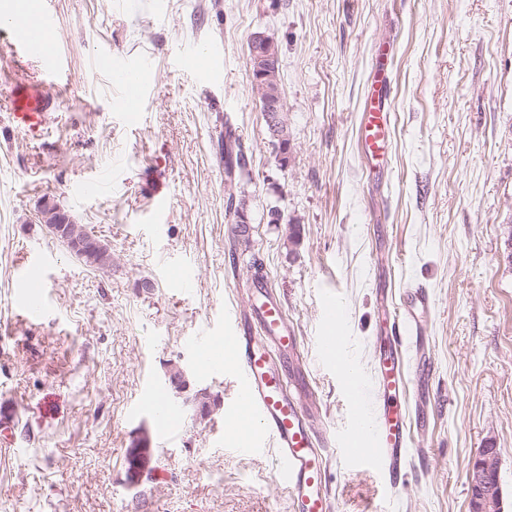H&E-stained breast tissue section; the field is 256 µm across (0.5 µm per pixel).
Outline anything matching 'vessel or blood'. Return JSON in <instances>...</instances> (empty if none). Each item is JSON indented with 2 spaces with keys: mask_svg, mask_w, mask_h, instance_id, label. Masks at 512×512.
I'll return each instance as SVG.
<instances>
[{
  "mask_svg": "<svg viewBox=\"0 0 512 512\" xmlns=\"http://www.w3.org/2000/svg\"><path fill=\"white\" fill-rule=\"evenodd\" d=\"M54 30L50 14L15 28L13 43L22 57L40 63L45 78L40 82L18 81L9 91L13 127L28 136L43 132L52 120L55 100L46 89L47 81L57 80L61 69L51 44ZM115 87L143 94L146 84L140 67L112 66ZM387 81L384 70H377L372 90L363 109L361 151L367 162L379 165L387 157L391 113L385 104ZM40 262H31L21 273L19 307L26 319L37 321L47 311V299L38 288ZM426 287H416L400 306L389 310L394 348L378 361V382L371 389H360L357 379L345 372L342 356L341 310L329 304L323 312L325 330L318 338L317 351L328 365L342 370L344 384L353 407L350 433L339 443L341 455L358 468L378 467L390 482L400 478L410 453V416L398 397L403 392V359L398 351L404 342L419 343L423 334V314L430 308ZM253 311L261 328L253 335L246 322L234 318L224 325L222 337L196 336L190 343L192 354L213 374H233L238 386L231 411L243 414L255 426L253 436L236 443L240 456L263 453L266 447L277 451L276 472L288 489L292 512H330L324 481L323 442L307 418L299 393L289 390L285 373L278 368V353L295 350L298 339L283 316L278 300L267 289H256ZM140 403L163 424L167 437H174L180 410L162 392H146Z\"/></svg>",
  "mask_w": 512,
  "mask_h": 512,
  "instance_id": "vessel-or-blood-1",
  "label": "vessel or blood"
}]
</instances>
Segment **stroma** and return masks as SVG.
<instances>
[{"label": "stroma", "mask_w": 512, "mask_h": 512, "mask_svg": "<svg viewBox=\"0 0 512 512\" xmlns=\"http://www.w3.org/2000/svg\"><path fill=\"white\" fill-rule=\"evenodd\" d=\"M65 70L59 108L32 139L15 131L6 87L39 79L0 21V401L15 449L0 454V512H291L273 453L230 454L251 430L230 411L237 383L199 367L190 337L220 336L249 313L253 276L225 215L224 132L248 156L241 219L264 283L299 338L293 364L313 391L317 433L345 437L343 377L320 358L322 306L344 310L345 354L375 379L376 323L410 288L429 289L424 389L411 391L412 453L395 489L380 469L353 473L325 450L334 512H468L480 448L499 452L512 512V0H49ZM279 46L288 116L280 156L248 67L254 34ZM391 53L388 166L370 169L358 136L372 60ZM214 53L212 79L178 55ZM113 63L141 65L147 90L113 88ZM111 170L100 196L82 182ZM168 200L161 221L156 197ZM108 244L112 266H86L49 232L44 199ZM167 255L190 264L175 288ZM43 261L48 314L26 320L18 278ZM155 284L140 289L142 280ZM221 397L210 419L184 413L174 439L141 395L167 363ZM146 429L156 481L128 488L125 456Z\"/></svg>", "instance_id": "stroma-1"}]
</instances>
